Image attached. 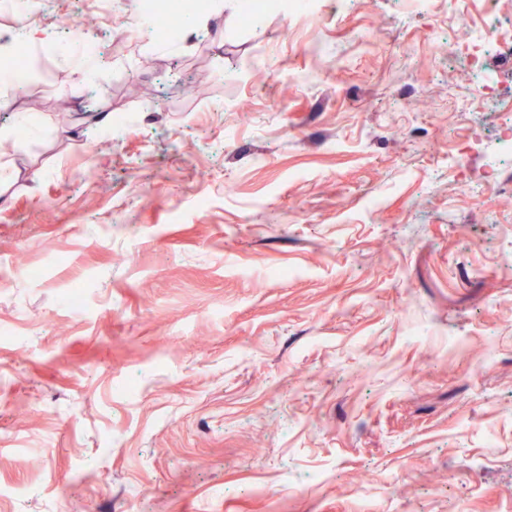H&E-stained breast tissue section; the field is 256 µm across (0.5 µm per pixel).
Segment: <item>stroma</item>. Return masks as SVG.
Listing matches in <instances>:
<instances>
[{
  "label": "stroma",
  "mask_w": 512,
  "mask_h": 512,
  "mask_svg": "<svg viewBox=\"0 0 512 512\" xmlns=\"http://www.w3.org/2000/svg\"><path fill=\"white\" fill-rule=\"evenodd\" d=\"M35 2L0 512H512V51L485 97L448 54L512 0H222L170 43L122 13L90 85L82 0ZM71 43L83 48L93 58L100 59L104 55V49L100 43L89 38L86 30L78 22L71 26Z\"/></svg>",
  "instance_id": "35a3bbf8"
}]
</instances>
